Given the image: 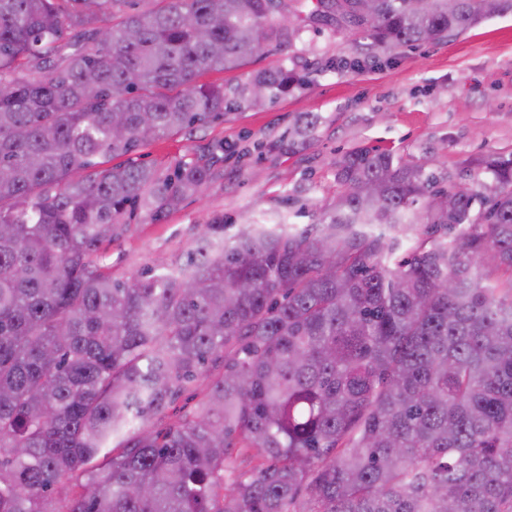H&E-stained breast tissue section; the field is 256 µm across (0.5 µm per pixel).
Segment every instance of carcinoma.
Here are the masks:
<instances>
[{
    "mask_svg": "<svg viewBox=\"0 0 512 512\" xmlns=\"http://www.w3.org/2000/svg\"><path fill=\"white\" fill-rule=\"evenodd\" d=\"M165 2L0 0V512H512V154L450 194L356 148L315 224L100 263L130 208L158 222L218 176L111 164L224 116L200 76L328 23L446 41L512 0Z\"/></svg>",
    "mask_w": 512,
    "mask_h": 512,
    "instance_id": "carcinoma-1",
    "label": "carcinoma"
}]
</instances>
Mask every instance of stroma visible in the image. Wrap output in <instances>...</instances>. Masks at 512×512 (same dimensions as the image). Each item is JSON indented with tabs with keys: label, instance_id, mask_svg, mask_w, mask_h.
I'll use <instances>...</instances> for the list:
<instances>
[{
	"label": "stroma",
	"instance_id": "obj_1",
	"mask_svg": "<svg viewBox=\"0 0 512 512\" xmlns=\"http://www.w3.org/2000/svg\"><path fill=\"white\" fill-rule=\"evenodd\" d=\"M361 40L324 26L294 46L267 47L238 69L206 74L204 83L232 99L262 71L284 68L306 82L265 105L231 109L193 134L137 148L134 161L164 171L215 151L221 175L160 222L132 219L104 249L113 276L184 266L205 224L223 225L229 238L246 224L314 223L340 190L337 162L359 147L423 166L446 185L468 174L476 158L512 153L511 14L449 41L380 53L376 65L337 67L358 55ZM307 115L317 116L316 125L295 136Z\"/></svg>",
	"mask_w": 512,
	"mask_h": 512
}]
</instances>
